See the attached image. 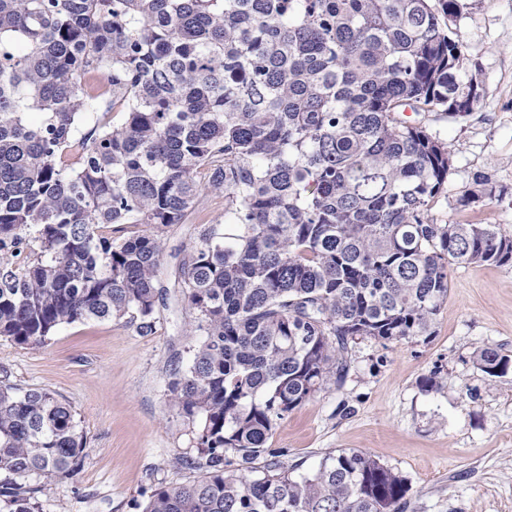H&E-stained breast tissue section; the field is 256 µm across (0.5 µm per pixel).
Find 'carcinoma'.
<instances>
[{"mask_svg": "<svg viewBox=\"0 0 512 512\" xmlns=\"http://www.w3.org/2000/svg\"><path fill=\"white\" fill-rule=\"evenodd\" d=\"M461 19L460 0H0V337L37 348L126 316L153 332L165 229L224 191L174 271L196 340L169 392L203 475L143 512H402L407 480L368 453L294 475L269 439L343 386L350 340L431 336L452 267L512 264L497 225L431 214L451 152L427 118L484 96ZM101 108L123 121L76 137ZM495 197L479 178L459 202ZM474 363L509 369L492 347ZM86 443L69 404L0 380V512H41Z\"/></svg>", "mask_w": 512, "mask_h": 512, "instance_id": "obj_1", "label": "carcinoma"}]
</instances>
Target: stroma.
<instances>
[{
	"instance_id": "stroma-1",
	"label": "stroma",
	"mask_w": 512,
	"mask_h": 512,
	"mask_svg": "<svg viewBox=\"0 0 512 512\" xmlns=\"http://www.w3.org/2000/svg\"><path fill=\"white\" fill-rule=\"evenodd\" d=\"M462 51L484 97L464 117L428 126L452 151L448 191L436 218L496 224L512 233V0H461ZM485 177L501 198L461 206L460 190ZM224 213L206 191L168 228L163 274L187 258L203 225ZM195 317L177 285L164 288L155 330L130 318L59 327L43 347L0 338V368L18 388L45 389L73 409L87 437L80 471L53 480L42 512H142L151 489L201 476L190 428L171 402L173 370L185 363ZM512 357V265L454 268L433 336L352 345L343 386H327L276 425L270 444L307 473L328 455L360 450L403 475V512H512V369L500 376L473 361L481 347ZM350 413L339 412L340 404Z\"/></svg>"
}]
</instances>
